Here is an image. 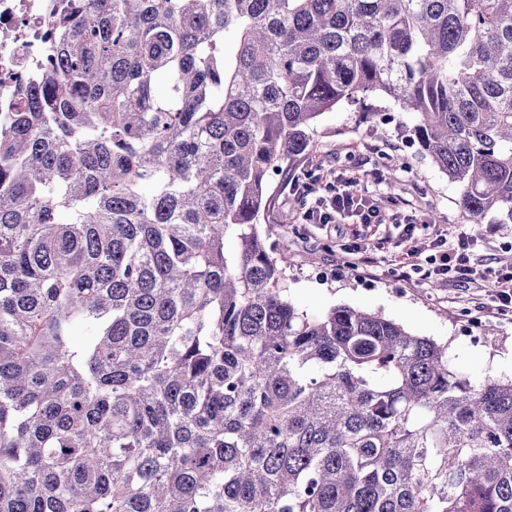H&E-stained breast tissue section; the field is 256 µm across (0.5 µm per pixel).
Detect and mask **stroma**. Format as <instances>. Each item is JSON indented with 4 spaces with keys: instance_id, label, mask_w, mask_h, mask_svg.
<instances>
[{
    "instance_id": "obj_1",
    "label": "stroma",
    "mask_w": 512,
    "mask_h": 512,
    "mask_svg": "<svg viewBox=\"0 0 512 512\" xmlns=\"http://www.w3.org/2000/svg\"><path fill=\"white\" fill-rule=\"evenodd\" d=\"M370 106L391 111L387 101L371 96L322 115L313 132L315 151L271 181L268 245H285L291 252L285 270L290 299L313 315L339 304L382 312L413 335L447 344L453 363L471 379L488 374L512 378V316L493 314L486 291L422 272L402 277L399 249L391 243L369 250L367 263L345 267L339 261L344 239L303 223L301 215L314 196L303 194L302 185H314L324 197L331 188L348 185L381 209L434 218L448 240L465 233L476 236L474 262L494 268L512 257V223H501L496 215L480 224L468 222L457 184L409 142L412 114L391 111V119L383 122L366 116ZM294 177L299 187L290 186Z\"/></svg>"
}]
</instances>
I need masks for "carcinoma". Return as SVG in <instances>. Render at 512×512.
<instances>
[{"label": "carcinoma", "instance_id": "obj_1", "mask_svg": "<svg viewBox=\"0 0 512 512\" xmlns=\"http://www.w3.org/2000/svg\"><path fill=\"white\" fill-rule=\"evenodd\" d=\"M0 112V512H512V379L310 315L260 218L379 94L512 221V0H70ZM233 243L227 249V242Z\"/></svg>", "mask_w": 512, "mask_h": 512}]
</instances>
